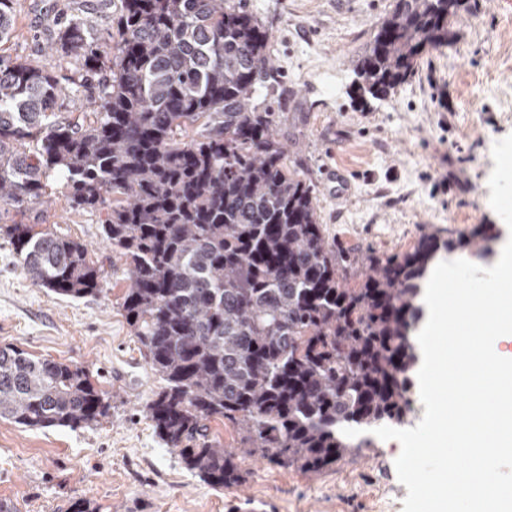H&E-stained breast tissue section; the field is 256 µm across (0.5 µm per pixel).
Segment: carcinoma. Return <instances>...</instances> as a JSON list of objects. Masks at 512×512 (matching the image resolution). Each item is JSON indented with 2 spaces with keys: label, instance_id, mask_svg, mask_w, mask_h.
Masks as SVG:
<instances>
[{
  "label": "carcinoma",
  "instance_id": "cac0c4a2",
  "mask_svg": "<svg viewBox=\"0 0 512 512\" xmlns=\"http://www.w3.org/2000/svg\"><path fill=\"white\" fill-rule=\"evenodd\" d=\"M0 0V43L16 37ZM461 0H397L356 61L360 101L380 100L448 43ZM111 50L60 19L58 76L0 55V210L33 214L62 176L76 210L102 215L127 270L122 309L164 381L146 405L155 434L206 484H241L256 455L318 473L411 411V331L429 265L495 237L424 234L412 250L356 255L329 242L312 190L288 168L277 115L254 102L273 68L270 34L244 0H120ZM92 105L80 123L62 112ZM39 287L103 292L87 245L37 224H0ZM83 369L0 346V419L77 429L109 415ZM230 425L226 445L212 423Z\"/></svg>",
  "mask_w": 512,
  "mask_h": 512
}]
</instances>
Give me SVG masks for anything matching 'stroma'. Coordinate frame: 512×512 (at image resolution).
Segmentation results:
<instances>
[{
  "label": "stroma",
  "mask_w": 512,
  "mask_h": 512,
  "mask_svg": "<svg viewBox=\"0 0 512 512\" xmlns=\"http://www.w3.org/2000/svg\"><path fill=\"white\" fill-rule=\"evenodd\" d=\"M396 0H246L271 34L276 71L267 102L317 202L328 241L360 253L412 249L435 229L498 235L480 266L494 265L507 227L489 204L494 142L512 134V0H463L447 46L425 52L386 99L361 105L353 67ZM112 0H14L19 38L0 53L61 74L42 55L60 14L86 18L110 47ZM38 221L87 244L104 271L96 297L64 300L32 285L0 237V345L89 373L110 415L77 430H28L0 420V501L15 512H69L84 499L100 512H402L399 442L372 445L319 474L246 459L241 486L216 490L184 468L155 435L145 406L162 381L121 309L126 270L101 243L99 217L72 209L61 176Z\"/></svg>",
  "instance_id": "1"
}]
</instances>
